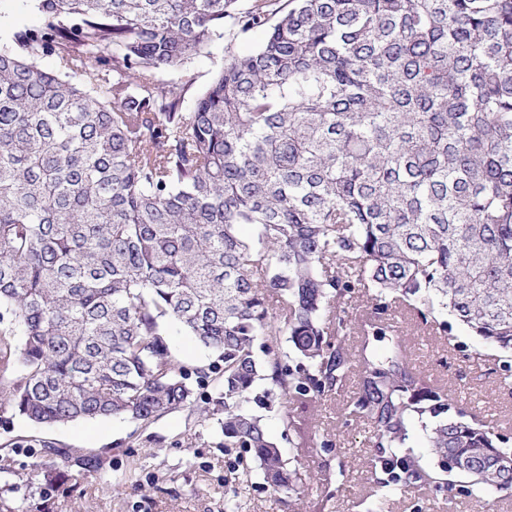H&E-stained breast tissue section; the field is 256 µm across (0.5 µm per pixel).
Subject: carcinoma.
Segmentation results:
<instances>
[{"label":"carcinoma","instance_id":"1","mask_svg":"<svg viewBox=\"0 0 512 512\" xmlns=\"http://www.w3.org/2000/svg\"><path fill=\"white\" fill-rule=\"evenodd\" d=\"M33 2L0 49V309L22 336L0 331V404L147 424L211 377L224 451L290 496L308 474L248 406L320 402L356 371L346 413L389 457L366 512L454 494L409 446L416 415L448 472L512 491L508 441L442 417L453 398L388 315L443 336L451 316L512 379V0ZM258 28L184 110L189 64ZM357 290L373 306L353 317ZM175 330L216 360L181 364Z\"/></svg>","mask_w":512,"mask_h":512}]
</instances>
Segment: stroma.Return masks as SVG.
Wrapping results in <instances>:
<instances>
[{
  "instance_id": "obj_1",
  "label": "stroma",
  "mask_w": 512,
  "mask_h": 512,
  "mask_svg": "<svg viewBox=\"0 0 512 512\" xmlns=\"http://www.w3.org/2000/svg\"><path fill=\"white\" fill-rule=\"evenodd\" d=\"M393 315L417 370L454 393L459 410L512 439V387L502 382L498 349L458 325L450 335L435 336L414 326L405 311ZM193 388L199 406L209 410L202 422L183 410L146 425L115 417L42 425L0 406V459L6 462L0 470V512H224V498L233 489L239 512H285L249 453L224 452V410L213 404V384L197 380ZM355 388L351 381L344 392L310 407L291 404L307 433H332L335 446L328 452L307 444L292 447L280 410L263 414L284 457L311 472L297 512H365L377 492L373 428L343 411ZM49 446L70 449L71 459L46 461L43 450ZM80 455L99 458L100 469L76 466L73 459ZM37 463L40 475L30 478ZM387 512H512V495L451 498L428 486H411L390 497Z\"/></svg>"
}]
</instances>
